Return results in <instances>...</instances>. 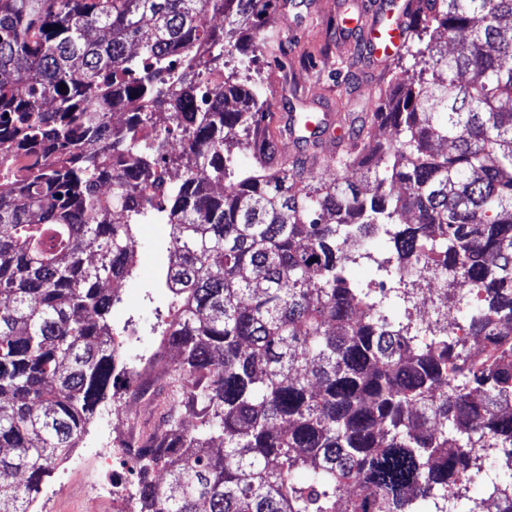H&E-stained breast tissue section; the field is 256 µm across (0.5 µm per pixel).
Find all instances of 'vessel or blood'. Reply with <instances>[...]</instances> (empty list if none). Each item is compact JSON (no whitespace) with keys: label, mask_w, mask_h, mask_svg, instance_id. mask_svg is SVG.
Returning <instances> with one entry per match:
<instances>
[{"label":"vessel or blood","mask_w":512,"mask_h":512,"mask_svg":"<svg viewBox=\"0 0 512 512\" xmlns=\"http://www.w3.org/2000/svg\"><path fill=\"white\" fill-rule=\"evenodd\" d=\"M369 13L372 17L369 26H361L354 20L350 27L359 32L371 68L378 71L385 68L402 45L407 44L410 29L405 14L395 13L394 0H372Z\"/></svg>","instance_id":"b4317fda"}]
</instances>
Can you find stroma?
<instances>
[{
	"label": "stroma",
	"mask_w": 512,
	"mask_h": 512,
	"mask_svg": "<svg viewBox=\"0 0 512 512\" xmlns=\"http://www.w3.org/2000/svg\"><path fill=\"white\" fill-rule=\"evenodd\" d=\"M344 5V0H278L270 43L252 66L251 79L261 83L275 113L272 127L284 163H291L298 147L287 129L288 115L322 108L330 125L347 129L365 111L364 97L377 90L388 92L412 65L406 59L389 64L378 76H368L357 36L342 24ZM134 233L135 275L120 281L122 303L115 314L117 320L129 323L131 338L121 349V361L128 367L140 365L160 348L161 339L151 327L158 314L166 313L169 302L167 291L156 285L167 262L169 225L141 224ZM134 385V377L126 376L112 398L99 406L71 460L45 478L36 512H113L110 501L92 492L96 480L113 481L122 493L132 492L135 478L129 462L116 461L112 472L102 473L94 468L92 450L105 439L119 442L122 430L110 426V413Z\"/></svg>",
	"instance_id": "stroma-1"
}]
</instances>
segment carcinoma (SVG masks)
Returning <instances> with one entry per match:
<instances>
[{
	"label": "carcinoma",
	"instance_id": "carcinoma-1",
	"mask_svg": "<svg viewBox=\"0 0 512 512\" xmlns=\"http://www.w3.org/2000/svg\"><path fill=\"white\" fill-rule=\"evenodd\" d=\"M268 2L0 0V512H31L125 373L104 284L133 275L138 224L171 228L160 335L201 415L133 460L137 512H445L502 467L512 512V0H407L411 38L437 33L407 51L418 81L359 120L330 182L308 180V136L272 164L236 72L203 91L226 58L250 67ZM235 145L255 168L226 185ZM379 236L396 286L376 291L346 268ZM422 269L473 286L481 343L391 317Z\"/></svg>",
	"mask_w": 512,
	"mask_h": 512
}]
</instances>
